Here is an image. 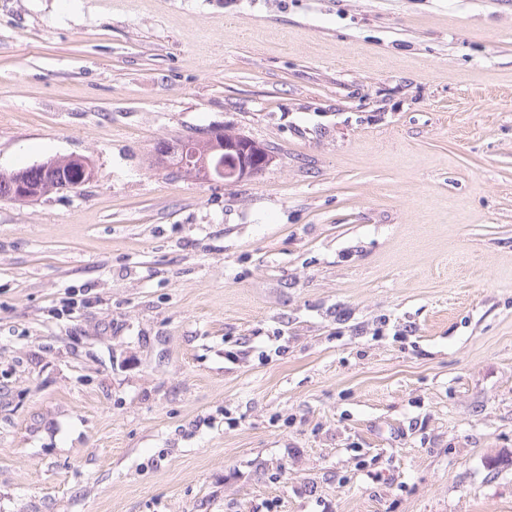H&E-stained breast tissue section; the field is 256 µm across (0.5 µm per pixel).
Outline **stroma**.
<instances>
[{"mask_svg": "<svg viewBox=\"0 0 512 512\" xmlns=\"http://www.w3.org/2000/svg\"><path fill=\"white\" fill-rule=\"evenodd\" d=\"M213 129L267 168L156 164ZM71 155L0 201V512H512V0H0V173ZM60 161L69 168H79L82 173V177L78 180H70L67 183H63V185L58 187L59 192L73 191L94 176L93 170L89 167L88 162L82 157L72 156L71 158Z\"/></svg>", "mask_w": 512, "mask_h": 512, "instance_id": "1", "label": "stroma"}]
</instances>
